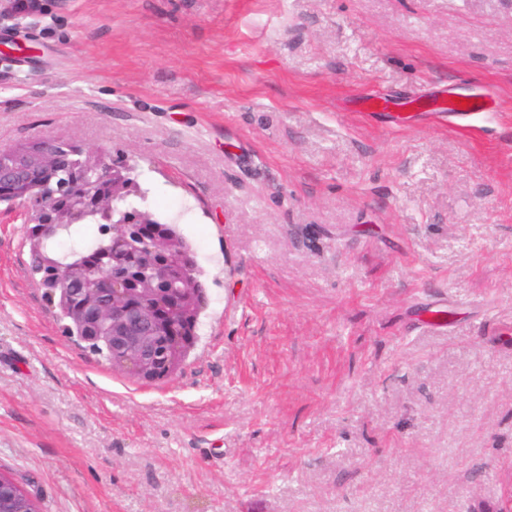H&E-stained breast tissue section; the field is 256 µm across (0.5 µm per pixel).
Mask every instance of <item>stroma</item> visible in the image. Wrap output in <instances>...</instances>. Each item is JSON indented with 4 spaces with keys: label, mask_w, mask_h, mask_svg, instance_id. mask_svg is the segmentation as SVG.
Wrapping results in <instances>:
<instances>
[{
    "label": "stroma",
    "mask_w": 512,
    "mask_h": 512,
    "mask_svg": "<svg viewBox=\"0 0 512 512\" xmlns=\"http://www.w3.org/2000/svg\"><path fill=\"white\" fill-rule=\"evenodd\" d=\"M446 90L492 105L411 103ZM48 138L133 167L206 308L180 369L129 379L0 203V472L41 512H498L512 0H0V149ZM462 99H466V107H462ZM483 109V103L479 98L463 96L458 98H449L436 104L434 110L437 112H448L454 114H463L465 112H480Z\"/></svg>",
    "instance_id": "35a3bbf8"
}]
</instances>
